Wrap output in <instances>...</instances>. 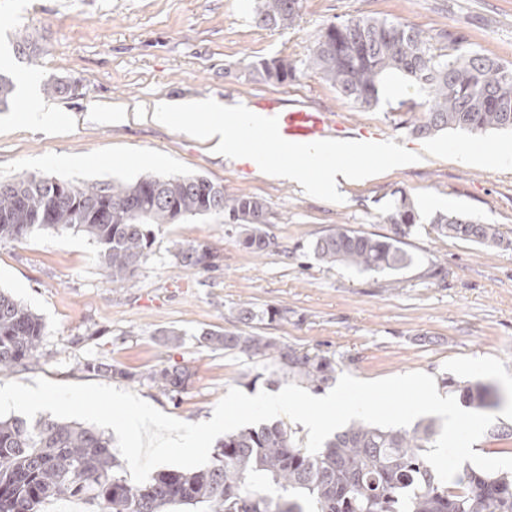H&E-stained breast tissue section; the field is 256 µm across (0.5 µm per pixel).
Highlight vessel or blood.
Masks as SVG:
<instances>
[{
  "label": "vessel or blood",
  "mask_w": 512,
  "mask_h": 512,
  "mask_svg": "<svg viewBox=\"0 0 512 512\" xmlns=\"http://www.w3.org/2000/svg\"><path fill=\"white\" fill-rule=\"evenodd\" d=\"M259 109L261 116L277 118L281 136L290 142L310 143L349 136L369 139L380 135L379 130L371 127L337 123L332 113L306 105L290 107L275 100H266L260 102Z\"/></svg>",
  "instance_id": "1"
}]
</instances>
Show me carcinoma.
Masks as SVG:
<instances>
[{
  "label": "carcinoma",
  "instance_id": "carcinoma-1",
  "mask_svg": "<svg viewBox=\"0 0 512 512\" xmlns=\"http://www.w3.org/2000/svg\"><path fill=\"white\" fill-rule=\"evenodd\" d=\"M302 0H261L255 24L287 29L300 16ZM262 83L295 77L286 57L248 64ZM308 69L360 108L379 103L391 78L410 82L418 99L399 102L412 132L431 135L460 129L481 137L512 130V64L470 47L460 31L444 30L438 40L416 26L387 17L359 16L328 25L319 33ZM15 84L0 72V112L14 104ZM216 217L232 224L241 245L260 257L271 240L262 225L265 203L231 196L224 186L199 176H141L131 182L75 185L35 175L0 180V242L20 241L39 229L73 230L98 247L104 269L116 284L134 277L153 244L152 227L187 218ZM420 216L406 196L384 221L392 234L375 235L342 226L311 244L321 263L363 271L395 272L412 263L404 238ZM441 237L497 248L503 239L492 224L463 212L432 220ZM171 254L193 273L216 267L205 243H174ZM288 310H238V320L287 318ZM44 325L38 315L0 290V374L38 359ZM202 343L277 361L278 372L318 390L336 380L334 359L292 349L257 333L208 331ZM191 374L160 367L149 379L175 398ZM474 409L497 405L495 389L482 381L456 385ZM440 433L430 418L412 429H385L354 421L312 454L295 445L281 424L224 434L211 461L196 470H164L141 485L120 472L112 439L81 424L52 420L0 419V512H41L51 499L104 505L102 512H167L171 505L203 506L206 512H512V472H484L465 462L456 477L440 482L424 459Z\"/></svg>",
  "mask_w": 512,
  "mask_h": 512
}]
</instances>
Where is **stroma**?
Wrapping results in <instances>:
<instances>
[{
    "label": "stroma",
    "instance_id": "1",
    "mask_svg": "<svg viewBox=\"0 0 512 512\" xmlns=\"http://www.w3.org/2000/svg\"><path fill=\"white\" fill-rule=\"evenodd\" d=\"M258 0H0V68L11 73L15 104L0 112V179L36 174L75 184L122 183L144 175H203L230 195L264 200L267 255L253 257L232 225L189 218L155 230L148 259L128 282L107 278L98 248L71 230H38L19 242H0V288L38 315L46 334L43 360L0 374L32 385L99 383L136 392L158 410L197 423L235 387L246 394L279 392L272 360L211 350L204 332L228 330L275 337L297 350L332 356L337 374L375 380L421 371L448 395L444 363L459 356H495L512 374V169L462 156L471 134L444 130L428 137L400 124L403 81L387 83L376 108L361 110L306 66L315 37L355 16H386L429 35L458 30L473 47L512 63V0H303L294 28L256 27ZM33 35L43 51L19 58L15 36ZM285 57L295 76L284 83L253 81L247 65ZM80 81L78 96L49 95L48 83ZM208 95L227 105L265 99L308 102L384 140L419 153L371 182L342 187L343 202L307 195L288 180L264 177L251 162L231 161L207 143L163 125L137 120V108ZM52 101L46 122L18 115L32 98ZM75 159L63 167L59 158ZM421 215L405 239L413 263L394 275L329 266L307 253L336 225L366 234L391 232L384 216L400 195ZM462 211L492 224L506 240L487 248L438 237L432 217ZM205 243L215 269L191 273L175 265L172 243ZM398 288H390V280ZM284 308L287 319L240 322L242 306ZM165 330L181 333L175 346ZM112 365L113 374L90 371ZM159 366L188 369L178 399L148 379Z\"/></svg>",
    "mask_w": 512,
    "mask_h": 512
}]
</instances>
